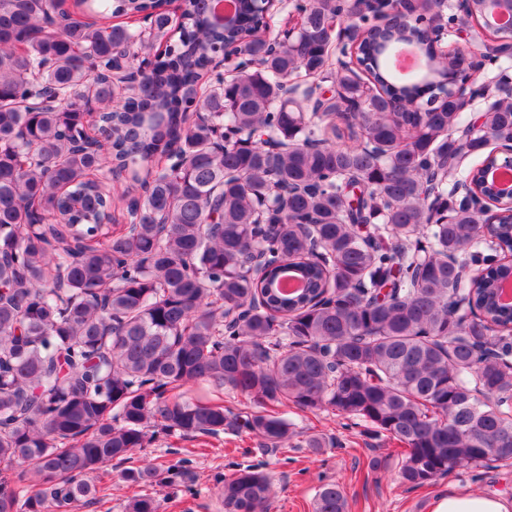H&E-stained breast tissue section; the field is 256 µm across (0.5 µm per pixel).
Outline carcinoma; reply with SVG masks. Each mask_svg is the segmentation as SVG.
<instances>
[{"label":"carcinoma","instance_id":"cac0c4a2","mask_svg":"<svg viewBox=\"0 0 512 512\" xmlns=\"http://www.w3.org/2000/svg\"><path fill=\"white\" fill-rule=\"evenodd\" d=\"M76 3L105 20L151 9L168 33L166 0ZM64 7L0 0V512L91 502L99 471L158 433L246 431L286 448L290 408L398 441L410 489L511 468L512 307L499 288L512 263L481 246L476 201L445 184L428 200L423 185L455 176L463 154L499 166L486 136L512 142V102L449 138L460 115L446 83L468 73L431 51L440 0L391 15L336 71L337 0H307L295 46L278 50L256 4L241 5L243 33L226 34L209 20L215 0H181L178 59L140 45L154 55L132 96L95 69L137 31ZM405 35L429 60L416 83L386 64ZM226 44L252 63L229 80L210 67ZM324 74L334 92L314 106L304 84L283 85ZM206 76L197 116L182 106ZM136 164L146 174L126 232L112 172ZM493 231L512 251V213ZM470 264L487 274L466 282ZM199 382L246 406L186 397ZM178 476L150 463L123 473L142 488ZM271 495L255 465L222 481L224 512H268ZM161 507L143 493L125 512ZM314 512H346L337 485L318 488Z\"/></svg>","mask_w":512,"mask_h":512}]
</instances>
